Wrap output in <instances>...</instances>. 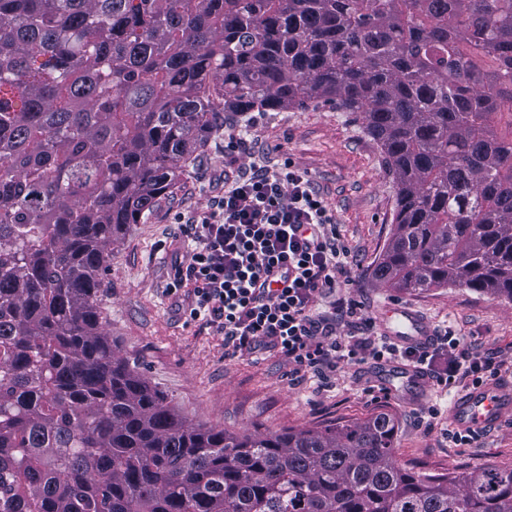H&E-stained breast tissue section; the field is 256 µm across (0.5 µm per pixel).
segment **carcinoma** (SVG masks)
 I'll return each mask as SVG.
<instances>
[{
	"instance_id": "1",
	"label": "carcinoma",
	"mask_w": 512,
	"mask_h": 512,
	"mask_svg": "<svg viewBox=\"0 0 512 512\" xmlns=\"http://www.w3.org/2000/svg\"><path fill=\"white\" fill-rule=\"evenodd\" d=\"M362 114L372 276L512 303V0H0V512H512V468L398 465L395 417L231 433L116 355L109 249L226 112Z\"/></svg>"
}]
</instances>
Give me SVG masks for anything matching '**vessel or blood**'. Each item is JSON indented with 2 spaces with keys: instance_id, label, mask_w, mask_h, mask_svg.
<instances>
[{
  "instance_id": "b4317fda",
  "label": "vessel or blood",
  "mask_w": 512,
  "mask_h": 512,
  "mask_svg": "<svg viewBox=\"0 0 512 512\" xmlns=\"http://www.w3.org/2000/svg\"><path fill=\"white\" fill-rule=\"evenodd\" d=\"M384 321L386 334L401 345L425 347L433 340L428 321L406 307H388ZM384 379L388 382L402 380L414 400L422 398L429 388L427 376L409 365L390 366ZM508 415H512V390L498 383L467 390L455 397L448 408L450 422L460 430L473 433L499 425Z\"/></svg>"
}]
</instances>
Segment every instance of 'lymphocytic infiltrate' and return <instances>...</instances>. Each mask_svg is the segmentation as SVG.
<instances>
[{"label":"lymphocytic infiltrate","instance_id":"f902f5d3","mask_svg":"<svg viewBox=\"0 0 512 512\" xmlns=\"http://www.w3.org/2000/svg\"><path fill=\"white\" fill-rule=\"evenodd\" d=\"M189 238L190 261L179 278L191 287L190 315L223 333L225 355L269 349L322 373L364 353L417 367L447 387L479 386L494 371L448 329L423 349L375 337L368 327L352 341L337 335L336 317L348 307L337 293L348 252L308 174L292 164L255 162L245 172L225 166L224 195L192 216ZM322 295L331 296L330 307L314 311Z\"/></svg>","mask_w":512,"mask_h":512}]
</instances>
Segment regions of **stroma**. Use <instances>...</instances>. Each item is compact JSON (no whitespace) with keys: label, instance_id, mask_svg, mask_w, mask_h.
<instances>
[{"label":"stroma","instance_id":"1","mask_svg":"<svg viewBox=\"0 0 512 512\" xmlns=\"http://www.w3.org/2000/svg\"><path fill=\"white\" fill-rule=\"evenodd\" d=\"M262 156L275 164L291 159L335 217L349 250L341 292L355 301L359 318L380 322L383 307L398 304L418 312L432 329L464 334L469 349L483 357L512 360V303L467 288L418 293L382 288L372 279L370 270L390 237L397 189L359 113L321 100L265 113L237 163L246 167ZM223 193L219 134L107 257L99 296L104 330L170 405L199 424L262 433L319 429L386 412L397 420L395 457L402 466L428 474L512 467V417L469 443H456L445 389L430 386L428 397L415 403L379 384L380 366L370 361L341 364L324 380L309 371L290 375L272 350L225 355L223 335L193 320L184 290L172 288L189 259L185 221ZM433 408L438 418L430 417Z\"/></svg>","mask_w":512,"mask_h":512}]
</instances>
